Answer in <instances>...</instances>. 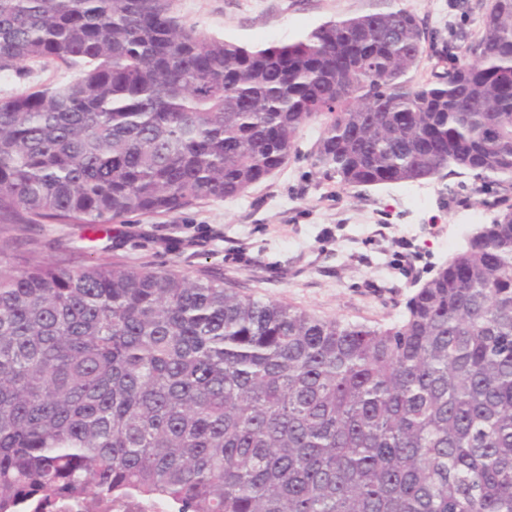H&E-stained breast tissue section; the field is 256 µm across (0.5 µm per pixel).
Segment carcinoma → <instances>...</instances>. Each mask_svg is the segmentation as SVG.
Returning <instances> with one entry per match:
<instances>
[{
	"label": "carcinoma",
	"instance_id": "1",
	"mask_svg": "<svg viewBox=\"0 0 512 512\" xmlns=\"http://www.w3.org/2000/svg\"><path fill=\"white\" fill-rule=\"evenodd\" d=\"M481 25L414 85L427 32L405 8L246 48L172 0H0V75L77 73L0 99V224L99 232L239 197L319 117L312 165L342 186L509 184L512 0ZM11 243L0 512H512V204L387 326L120 260L19 267ZM171 507L161 502H143L138 500L113 501L104 505L99 512H173Z\"/></svg>",
	"mask_w": 512,
	"mask_h": 512
}]
</instances>
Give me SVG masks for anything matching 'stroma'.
I'll use <instances>...</instances> for the list:
<instances>
[{"mask_svg": "<svg viewBox=\"0 0 512 512\" xmlns=\"http://www.w3.org/2000/svg\"><path fill=\"white\" fill-rule=\"evenodd\" d=\"M489 0H174L188 25L216 39L255 48L297 40L319 25L400 8L424 21L425 52L413 81L430 79L448 52L449 30L479 33ZM65 67L38 60L18 77L0 81V97L65 80ZM320 131L312 121L298 151L274 174L243 195L205 200L164 216L128 217L109 237L90 240L79 224H44L32 240H18L28 263L79 265L117 259L169 267L191 278L220 275L224 285L259 298H275L324 318L370 325L398 320L416 282L429 279L467 246V219L485 221L499 200L512 201V185L489 183L455 170L434 179L422 200L407 184L346 188L312 167Z\"/></svg>", "mask_w": 512, "mask_h": 512, "instance_id": "35a3bbf8", "label": "stroma"}]
</instances>
